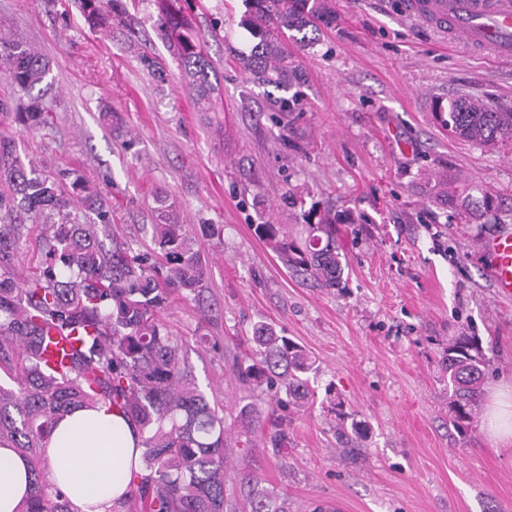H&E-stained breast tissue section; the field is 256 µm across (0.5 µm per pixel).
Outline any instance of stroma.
<instances>
[{"instance_id": "35a3bbf8", "label": "stroma", "mask_w": 512, "mask_h": 512, "mask_svg": "<svg viewBox=\"0 0 512 512\" xmlns=\"http://www.w3.org/2000/svg\"><path fill=\"white\" fill-rule=\"evenodd\" d=\"M335 2V28L296 54L299 96L283 112L239 65L255 43L243 0H186L219 77L204 112L159 36L154 0H119L125 22L95 29L79 0H0V34L50 67L49 126L15 122L20 93L0 76V130L53 178L81 170L135 248L151 247L165 205L203 256L205 291L173 295L162 319L224 408V512H243L251 472L285 512L336 498L347 512H512V448L495 447L480 418L456 431L440 364L449 342L471 336L489 361L482 392L512 377V298L480 250L512 233V152L451 137L434 112L459 95L512 112V60L411 21L400 0ZM442 173L498 195L499 210L459 223ZM312 203L337 217L338 288L287 271L255 231L299 235ZM260 322L314 363L317 401L283 409L277 452L250 445L239 410L265 394L233 376ZM339 400L364 437L337 439Z\"/></svg>"}]
</instances>
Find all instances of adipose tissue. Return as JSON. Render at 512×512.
Masks as SVG:
<instances>
[{"label":"adipose tissue","mask_w":512,"mask_h":512,"mask_svg":"<svg viewBox=\"0 0 512 512\" xmlns=\"http://www.w3.org/2000/svg\"><path fill=\"white\" fill-rule=\"evenodd\" d=\"M485 428L497 443L512 445V386L489 394ZM141 447L137 432L115 411L81 409L59 421L47 448L51 478L77 512H105L124 496ZM29 465L0 446V512H14L28 490Z\"/></svg>","instance_id":"adipose-tissue-1"}]
</instances>
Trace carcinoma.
<instances>
[{"label":"carcinoma","mask_w":512,"mask_h":512,"mask_svg":"<svg viewBox=\"0 0 512 512\" xmlns=\"http://www.w3.org/2000/svg\"><path fill=\"white\" fill-rule=\"evenodd\" d=\"M179 0H156L160 32L177 61L185 84L206 109L216 90L213 66ZM243 24L257 43L239 58L260 86L288 91L298 80L295 51L313 45L307 31L336 25L332 0H244ZM106 0H81L92 26L104 21ZM0 66L10 84L26 93L49 74L47 60L34 48L0 37ZM443 122L457 138L477 144L512 145V112H492L458 97ZM19 122L47 124L39 101L19 107ZM71 192L61 190L33 165H25L14 141L0 135V364L16 368L18 390L0 385V443L7 442L30 464L29 492L15 512H75L50 479L44 452L56 421L76 408L118 411L140 434V471L132 473L126 497L105 506L122 512L139 497L150 512H224V409L199 392L180 345L169 336L161 314L170 297L199 296L207 281L201 253L181 224H154L155 254L134 249L111 235V209L78 170L66 174ZM448 206L470 221L499 208L486 192L473 199L448 176ZM95 220L80 224L72 210ZM42 216L39 255L26 273L13 265L23 218ZM257 233L274 244L283 264L321 288L342 278V247L336 219L325 215L304 225L303 234L280 237V225L259 224ZM253 354L237 366L238 380L273 392L269 400L249 402L240 416L260 428L265 442L285 446L283 403L313 404V369L305 350L262 323L251 336ZM487 359L479 344L459 336L442 357L448 375L452 422L465 435L476 413ZM245 512H285L273 496L251 481Z\"/></svg>","instance_id":"1"}]
</instances>
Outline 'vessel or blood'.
I'll return each mask as SVG.
<instances>
[{
	"label": "vessel or blood",
	"mask_w": 512,
	"mask_h": 512,
	"mask_svg": "<svg viewBox=\"0 0 512 512\" xmlns=\"http://www.w3.org/2000/svg\"><path fill=\"white\" fill-rule=\"evenodd\" d=\"M405 15L460 37L495 57H512V0H404ZM482 251L501 296L512 297V233L484 241Z\"/></svg>",
	"instance_id": "b4317fda"
}]
</instances>
